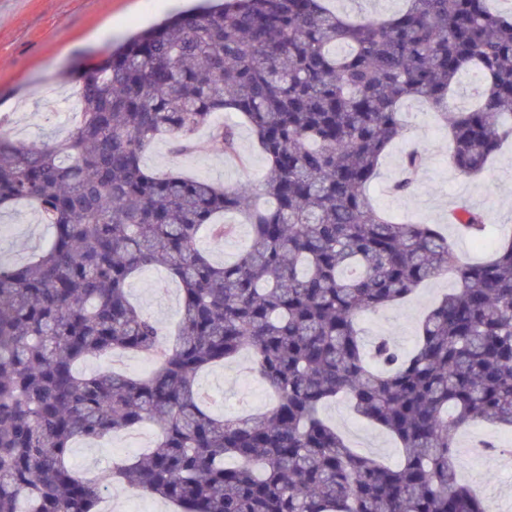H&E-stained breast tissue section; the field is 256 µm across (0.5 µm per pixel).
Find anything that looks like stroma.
<instances>
[{
	"label": "stroma",
	"instance_id": "1",
	"mask_svg": "<svg viewBox=\"0 0 512 512\" xmlns=\"http://www.w3.org/2000/svg\"><path fill=\"white\" fill-rule=\"evenodd\" d=\"M207 0H0V112L4 113L12 138L25 145H38L66 135L71 123L64 100L73 86L66 73L104 57L136 31L157 25L169 17L206 5ZM406 130L386 152L380 173L370 189L374 203L387 212L412 222L434 224L447 234L457 256L482 261L497 247L500 238L512 237V146H506L488 173L477 177L458 174L448 164V138L433 113L419 102L402 107ZM237 162L215 150L207 129L195 134L197 146L185 155L173 154L167 139H159L145 155L143 164L155 171L177 169L183 173L234 186L258 181L266 160L255 146L247 124H240ZM419 149L428 158L416 177V190L409 197L390 193L400 173L404 155ZM482 211L493 224L491 235L474 241L457 234L448 222V211L459 201ZM233 232L223 240L203 237L198 246L216 262H233L250 243L247 225L230 217ZM52 235L29 205L0 212V259L25 262L45 247ZM445 278L424 283L404 301L376 313L366 314L361 327L366 339L389 337L399 348L410 349L424 315L451 288ZM129 292L142 310L164 330H172L179 319L180 290L168 271L155 266L142 271ZM200 386L212 397V410L231 416L242 411H264L270 393L253 370L250 353L212 367L200 374ZM322 417L336 427L359 453L376 452L378 459L395 465L400 450L391 435L358 417L346 399L339 398L321 409ZM141 431H128L93 445L75 443L70 461L90 475L112 462L140 453ZM467 483L483 496L496 486L512 487V467L499 456L465 459ZM173 512L171 504L158 497L113 485L98 506V512Z\"/></svg>",
	"mask_w": 512,
	"mask_h": 512
}]
</instances>
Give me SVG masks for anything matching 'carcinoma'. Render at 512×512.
I'll return each mask as SVG.
<instances>
[{"instance_id":"cac0c4a2","label":"carcinoma","mask_w":512,"mask_h":512,"mask_svg":"<svg viewBox=\"0 0 512 512\" xmlns=\"http://www.w3.org/2000/svg\"><path fill=\"white\" fill-rule=\"evenodd\" d=\"M478 78L474 104L452 101ZM80 121L39 147L0 132V208L35 205L53 230L29 262H0V512H97L115 482L175 512H487L461 483L453 431L512 428V238L458 260L432 224L368 196L419 101L448 128V162L483 172L512 140V0H404L352 19L326 0H222L147 30L77 73ZM240 114L265 156L256 184L154 172L144 155L213 146L238 155ZM427 158L408 152L391 190L414 192ZM250 226L230 264L198 248ZM448 223L487 236L466 204ZM165 266L182 300L175 342L131 301L130 281ZM450 277L408 352L368 343L359 318ZM275 395L269 412L217 417L198 384L243 350ZM135 353L152 370L82 373ZM342 395L397 441L392 467L356 452L320 415ZM154 422L150 452L87 478L69 454Z\"/></svg>"}]
</instances>
